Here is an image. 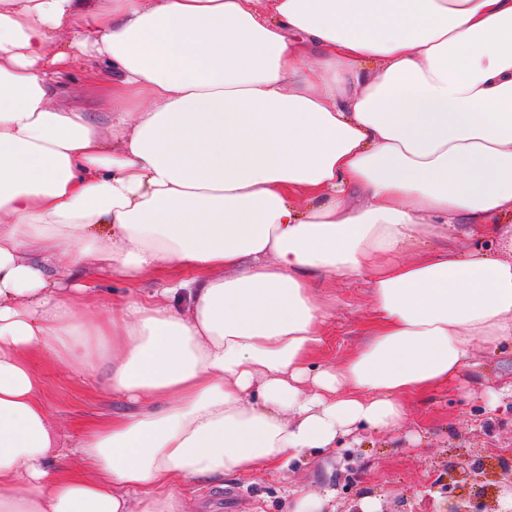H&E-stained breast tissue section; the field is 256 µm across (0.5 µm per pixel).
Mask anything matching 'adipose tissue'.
Returning <instances> with one entry per match:
<instances>
[{"label": "adipose tissue", "mask_w": 512, "mask_h": 512, "mask_svg": "<svg viewBox=\"0 0 512 512\" xmlns=\"http://www.w3.org/2000/svg\"><path fill=\"white\" fill-rule=\"evenodd\" d=\"M77 54L105 122L53 102ZM510 217L512 0H0V512H192L185 483L396 430L512 345L476 245ZM339 278L371 312L327 366ZM38 356L130 411L63 442ZM93 279H95L99 294L102 297H110L112 296V292L117 294L126 293L128 291H133L135 293H145L150 288H152L153 284L152 276H145L134 283H130L126 280L114 276L109 277L94 275Z\"/></svg>", "instance_id": "adipose-tissue-1"}]
</instances>
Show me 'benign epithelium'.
Returning <instances> with one entry per match:
<instances>
[{
    "instance_id": "1",
    "label": "benign epithelium",
    "mask_w": 512,
    "mask_h": 512,
    "mask_svg": "<svg viewBox=\"0 0 512 512\" xmlns=\"http://www.w3.org/2000/svg\"><path fill=\"white\" fill-rule=\"evenodd\" d=\"M509 481L503 482L498 474L486 468L479 459L468 458L448 472V487L466 485L469 498L459 499L450 494L446 512H503L500 499L512 493V467L503 466Z\"/></svg>"
}]
</instances>
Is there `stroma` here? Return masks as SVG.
Returning a JSON list of instances; mask_svg holds the SVG:
<instances>
[{
  "label": "stroma",
  "mask_w": 512,
  "mask_h": 512,
  "mask_svg": "<svg viewBox=\"0 0 512 512\" xmlns=\"http://www.w3.org/2000/svg\"><path fill=\"white\" fill-rule=\"evenodd\" d=\"M332 298L333 317L325 329L320 360L335 364L364 340L370 295L365 281L340 280L321 286ZM473 368L456 385L408 401L409 420L395 433L360 431L345 447L308 456L289 472L230 475L223 484L187 483L183 491L194 512H289L285 485L323 494L333 490L329 512H361L374 500L379 512H442L448 471L462 456L492 460L497 449L512 448V398L487 407V386L512 385V350L492 353L475 347ZM47 411L63 439L80 423L124 411L94 378L52 359H38Z\"/></svg>",
  "instance_id": "stroma-1"
}]
</instances>
